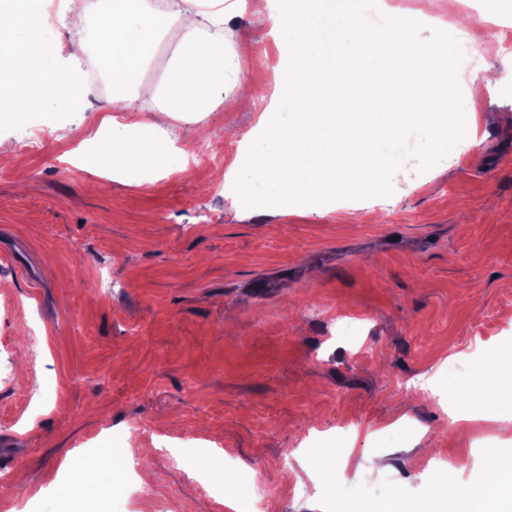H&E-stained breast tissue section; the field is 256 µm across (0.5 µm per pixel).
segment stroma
<instances>
[{
	"label": "stroma",
	"instance_id": "obj_1",
	"mask_svg": "<svg viewBox=\"0 0 512 512\" xmlns=\"http://www.w3.org/2000/svg\"><path fill=\"white\" fill-rule=\"evenodd\" d=\"M227 26L241 77L273 81L280 53L247 11ZM451 24L415 41L459 61L457 116L474 142L433 149L410 130L397 163L356 199L317 212L237 210L215 181L254 115L227 107L170 120L193 143L186 172L129 185L74 166L95 126L87 112L0 119L15 150L0 162V512H372L393 498L424 512L436 457L465 482L512 448V386L498 418L453 424L438 397L404 388L438 377L455 404L492 335L512 341V54L470 64ZM507 79L470 115L468 84ZM37 128L42 150L21 145ZM208 137L196 142L195 132ZM346 459L321 472L315 447ZM140 461L158 493L71 484L75 457Z\"/></svg>",
	"mask_w": 512,
	"mask_h": 512
}]
</instances>
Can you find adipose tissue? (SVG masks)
Returning <instances> with one entry per match:
<instances>
[{"instance_id": "obj_1", "label": "adipose tissue", "mask_w": 512, "mask_h": 512, "mask_svg": "<svg viewBox=\"0 0 512 512\" xmlns=\"http://www.w3.org/2000/svg\"><path fill=\"white\" fill-rule=\"evenodd\" d=\"M56 9L76 35L72 54L94 56L116 105L111 138L96 140L85 164L131 185L185 172L190 155L168 141L169 120L223 104L257 115L241 135L240 164L223 175L244 209L292 203L313 213L321 196L367 195L393 165L383 141L410 127L427 129L436 144L447 136L457 58L414 41L411 16L391 11L384 24H365L355 0H251L252 23L268 28L283 60L275 94L288 102L284 116L259 108L258 86L234 76L224 0H171L164 10L149 0H0L1 107L84 111L90 85L50 53ZM172 33L164 82L144 81ZM148 104L146 123L138 114ZM504 371L512 372V344L491 349L478 365L473 381L482 400L460 408L458 419L477 410L495 416ZM437 512H512V456L490 457L480 482L456 485Z\"/></svg>"}]
</instances>
